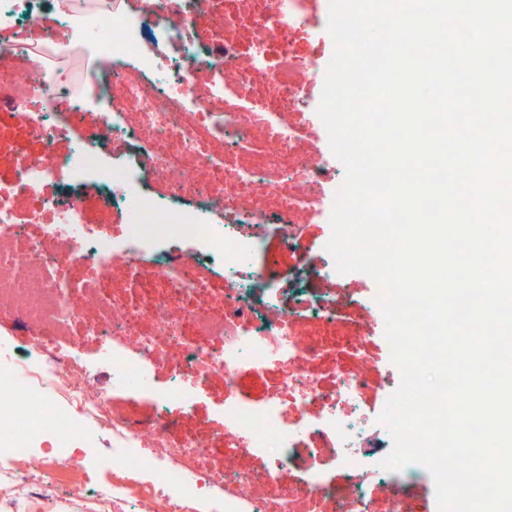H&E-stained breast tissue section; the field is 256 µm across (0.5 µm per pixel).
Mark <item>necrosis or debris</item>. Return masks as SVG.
<instances>
[{
	"instance_id": "obj_1",
	"label": "necrosis or debris",
	"mask_w": 512,
	"mask_h": 512,
	"mask_svg": "<svg viewBox=\"0 0 512 512\" xmlns=\"http://www.w3.org/2000/svg\"><path fill=\"white\" fill-rule=\"evenodd\" d=\"M327 0H0V112L37 154L0 181V313L31 335L33 360L0 353V506L51 498L50 479L108 440L112 481L69 487L92 512H374L364 453L367 363L320 380L326 346L297 319L334 323L346 294L257 287L264 220L288 251L333 210L340 186L327 132L298 118L324 78L316 65ZM94 114L86 126V114ZM70 149L59 153L58 143ZM95 181L59 201V177ZM128 224L97 233L90 212ZM37 225V236L26 232ZM99 339L96 361L81 353ZM277 371L263 403L236 400L244 372ZM136 379L153 414L123 411L100 387ZM224 381V442L174 434L171 402ZM270 458L260 472L241 451ZM312 482L280 487L284 462ZM340 465L348 485L319 479ZM48 475L31 483L29 469Z\"/></svg>"
}]
</instances>
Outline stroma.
<instances>
[{"mask_svg": "<svg viewBox=\"0 0 512 512\" xmlns=\"http://www.w3.org/2000/svg\"><path fill=\"white\" fill-rule=\"evenodd\" d=\"M38 145L30 137L24 127L18 125L10 116L0 114V180L9 179L17 159L24 155L34 154ZM332 233L330 225L309 224L304 228V237L309 246L306 257H298L282 248L275 233H268L265 238V251L257 255L256 265H264L266 256H273L276 265L268 279L275 288L289 287L300 262H314L317 246ZM306 287L315 290H328L329 286H337L352 294L353 306L336 316L332 328L315 320L304 319L298 322L296 330L304 336L323 338L329 346H336L341 337L349 335L352 324L363 314L364 310H372L380 314L377 298L379 287L368 275L361 272H350L337 275L334 283H326L317 278L305 279ZM384 322H376L372 336L361 348L359 355L370 361L375 372L369 387L363 394V406L371 416H379L389 397L400 384V373L390 360L389 345L384 336ZM224 382L214 378L209 390L198 393L194 401V412L186 416L181 412L179 404H172L169 413L176 423V432L180 435L195 436L209 442L215 460L224 457ZM385 480L390 487L403 494L410 512H438L435 496V485L428 470L419 464L407 466L399 472H387Z\"/></svg>", "mask_w": 512, "mask_h": 512, "instance_id": "obj_1", "label": "stroma"}]
</instances>
